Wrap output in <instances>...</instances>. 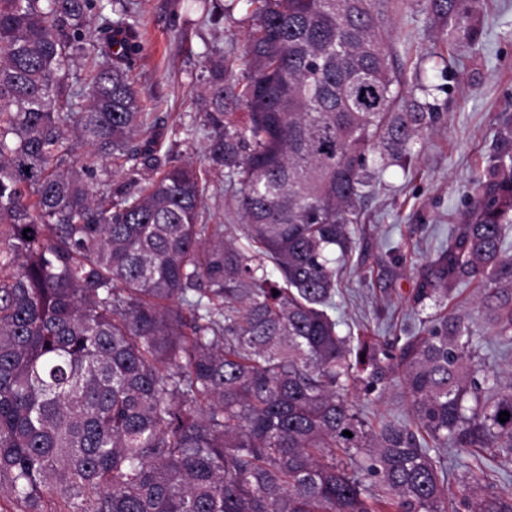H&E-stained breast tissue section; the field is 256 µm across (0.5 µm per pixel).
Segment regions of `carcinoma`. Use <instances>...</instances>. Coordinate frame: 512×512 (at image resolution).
<instances>
[{"instance_id": "1", "label": "carcinoma", "mask_w": 512, "mask_h": 512, "mask_svg": "<svg viewBox=\"0 0 512 512\" xmlns=\"http://www.w3.org/2000/svg\"><path fill=\"white\" fill-rule=\"evenodd\" d=\"M244 2L242 55L205 59L210 110L183 128L199 169L142 111L134 0H0V512H512L481 462L455 494L440 461L512 455V379L447 310L479 281L512 344V141L410 298L421 328L340 334L366 189L441 113L397 63L390 0ZM421 2L476 43L478 0ZM215 178L241 223H211ZM396 382L405 420L349 399Z\"/></svg>"}]
</instances>
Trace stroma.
I'll use <instances>...</instances> for the list:
<instances>
[{
	"mask_svg": "<svg viewBox=\"0 0 512 512\" xmlns=\"http://www.w3.org/2000/svg\"><path fill=\"white\" fill-rule=\"evenodd\" d=\"M143 20L142 49L134 70L145 111L156 118L162 141L206 112L200 77L207 53L242 50L251 21L245 9L213 26L186 12L180 0H136ZM476 44H458L440 58L444 30L406 0L393 19L407 82L425 78L442 120L429 130L409 166L389 167L366 197L348 270L333 311L341 334L370 326L393 338L418 328L409 299L424 265L461 220L470 181L491 163L512 117V0H480ZM477 362L501 378L512 376V347L476 320Z\"/></svg>",
	"mask_w": 512,
	"mask_h": 512,
	"instance_id": "35a3bbf8",
	"label": "stroma"
}]
</instances>
